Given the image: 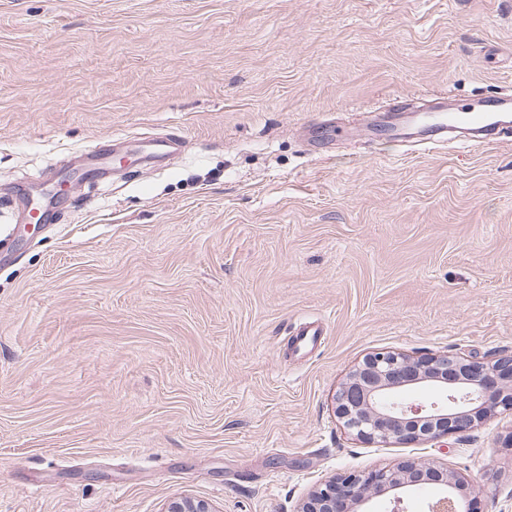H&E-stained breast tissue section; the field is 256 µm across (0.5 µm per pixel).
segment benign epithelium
I'll use <instances>...</instances> for the list:
<instances>
[{
	"label": "benign epithelium",
	"mask_w": 512,
	"mask_h": 512,
	"mask_svg": "<svg viewBox=\"0 0 512 512\" xmlns=\"http://www.w3.org/2000/svg\"><path fill=\"white\" fill-rule=\"evenodd\" d=\"M410 388H430L437 399L404 398ZM512 410V354L492 360L450 351L412 357L395 351L367 354L334 396V412L357 440L379 447L390 443L438 441L464 434L497 411ZM441 487L430 512H458L470 496L471 481L460 472L429 463H406L352 472L328 481L303 502L299 512H369L373 498L388 495L391 512H405L408 490ZM168 512H214L203 500L181 498Z\"/></svg>",
	"instance_id": "benign-epithelium-1"
}]
</instances>
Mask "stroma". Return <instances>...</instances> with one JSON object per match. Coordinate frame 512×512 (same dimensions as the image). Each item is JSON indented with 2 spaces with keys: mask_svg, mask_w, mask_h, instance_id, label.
<instances>
[{
  "mask_svg": "<svg viewBox=\"0 0 512 512\" xmlns=\"http://www.w3.org/2000/svg\"><path fill=\"white\" fill-rule=\"evenodd\" d=\"M501 89L512 0H0V512H298L407 460L512 512L511 412L379 448L334 413L370 352L512 353V140L365 133L397 96ZM332 118L353 135L303 137ZM121 135L182 147L25 229Z\"/></svg>",
  "mask_w": 512,
  "mask_h": 512,
  "instance_id": "stroma-1",
  "label": "stroma"
}]
</instances>
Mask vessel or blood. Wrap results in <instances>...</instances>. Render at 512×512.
Segmentation results:
<instances>
[{"instance_id": "vessel-or-blood-1", "label": "vessel or blood", "mask_w": 512, "mask_h": 512, "mask_svg": "<svg viewBox=\"0 0 512 512\" xmlns=\"http://www.w3.org/2000/svg\"><path fill=\"white\" fill-rule=\"evenodd\" d=\"M410 110V105L400 102L395 111L386 112L394 141L414 142L430 149L447 143L450 134L463 132L469 146L482 148L512 134L511 92L485 94L453 104L447 97H438L433 107L435 120L421 129L408 120Z\"/></svg>"}]
</instances>
